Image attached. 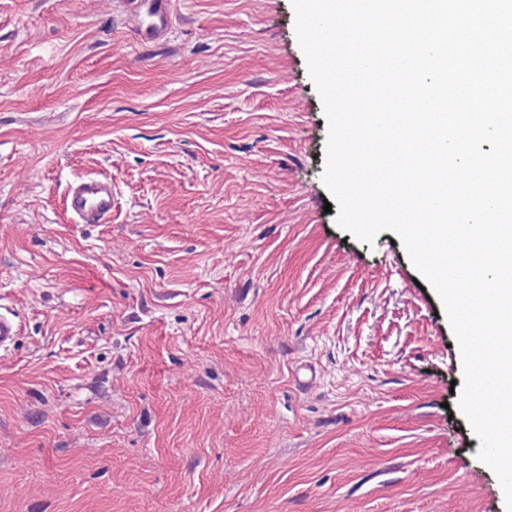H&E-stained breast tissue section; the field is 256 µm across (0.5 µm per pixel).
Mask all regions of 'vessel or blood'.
Segmentation results:
<instances>
[{"instance_id": "obj_1", "label": "vessel or blood", "mask_w": 512, "mask_h": 512, "mask_svg": "<svg viewBox=\"0 0 512 512\" xmlns=\"http://www.w3.org/2000/svg\"><path fill=\"white\" fill-rule=\"evenodd\" d=\"M133 13L140 18L135 40L146 46L157 43L169 32L172 0H127ZM115 199L110 179L82 177L73 181L67 191L64 208L72 223L104 224L112 217ZM20 331L13 310L0 306V352L10 351Z\"/></svg>"}]
</instances>
